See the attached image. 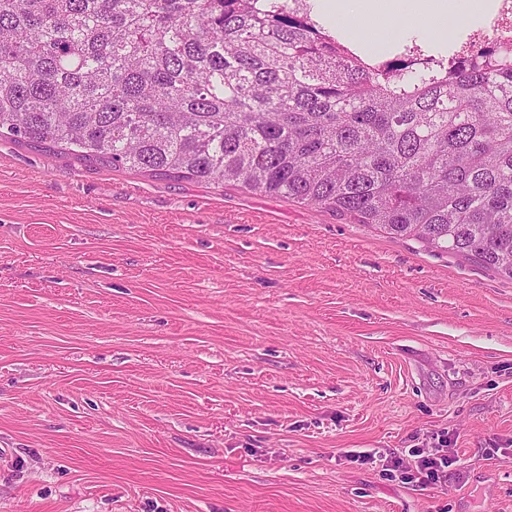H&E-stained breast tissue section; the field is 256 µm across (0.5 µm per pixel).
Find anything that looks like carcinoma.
Listing matches in <instances>:
<instances>
[{"instance_id": "1", "label": "carcinoma", "mask_w": 512, "mask_h": 512, "mask_svg": "<svg viewBox=\"0 0 512 512\" xmlns=\"http://www.w3.org/2000/svg\"><path fill=\"white\" fill-rule=\"evenodd\" d=\"M398 67L315 0H0V137L237 183L512 279V48Z\"/></svg>"}]
</instances>
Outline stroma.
Segmentation results:
<instances>
[{"mask_svg":"<svg viewBox=\"0 0 512 512\" xmlns=\"http://www.w3.org/2000/svg\"><path fill=\"white\" fill-rule=\"evenodd\" d=\"M0 512H512V279L2 138ZM409 454L417 458V461L403 458L391 459L393 470L400 471L406 482H415L422 486L437 485L446 478L449 466L448 451L444 448H435L425 452L420 448L412 449ZM413 462V463H412Z\"/></svg>","mask_w":512,"mask_h":512,"instance_id":"obj_1","label":"stroma"}]
</instances>
